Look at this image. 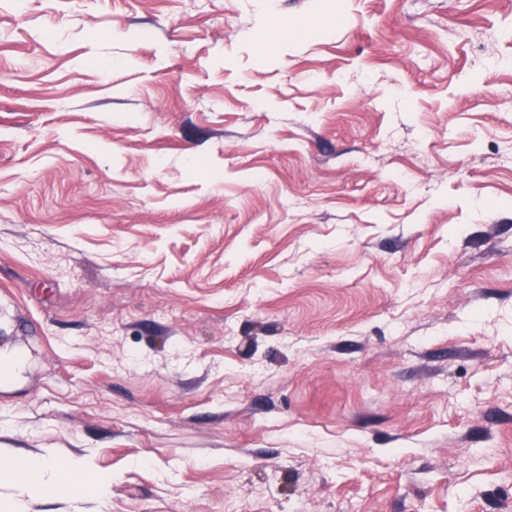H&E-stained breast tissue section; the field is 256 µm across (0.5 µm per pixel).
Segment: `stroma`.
<instances>
[{"mask_svg": "<svg viewBox=\"0 0 512 512\" xmlns=\"http://www.w3.org/2000/svg\"><path fill=\"white\" fill-rule=\"evenodd\" d=\"M509 26L0 0V512H512ZM58 471L59 467L46 456H32L26 461L18 487L22 493L31 490L48 491L53 487V479H56Z\"/></svg>", "mask_w": 512, "mask_h": 512, "instance_id": "1", "label": "stroma"}]
</instances>
